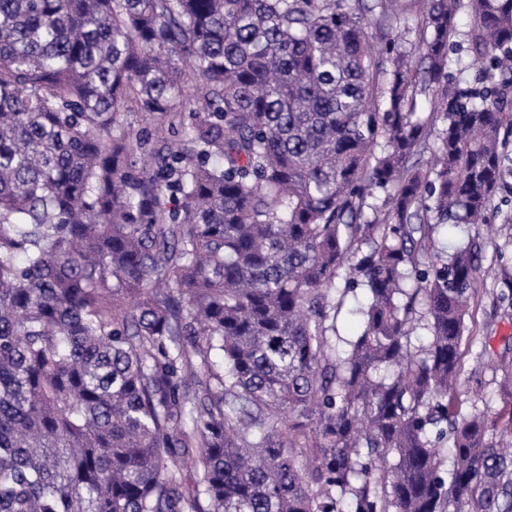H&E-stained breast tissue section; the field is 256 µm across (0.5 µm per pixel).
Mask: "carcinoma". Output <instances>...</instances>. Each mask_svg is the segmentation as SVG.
Listing matches in <instances>:
<instances>
[{
	"instance_id": "cac0c4a2",
	"label": "carcinoma",
	"mask_w": 512,
	"mask_h": 512,
	"mask_svg": "<svg viewBox=\"0 0 512 512\" xmlns=\"http://www.w3.org/2000/svg\"><path fill=\"white\" fill-rule=\"evenodd\" d=\"M424 2L0 0V512H512L457 397L512 267L438 247L512 175V0ZM365 299L366 291L364 288H357L354 294L347 297L337 322L340 335L343 337L350 338L360 331L362 321L356 310L362 306Z\"/></svg>"
}]
</instances>
